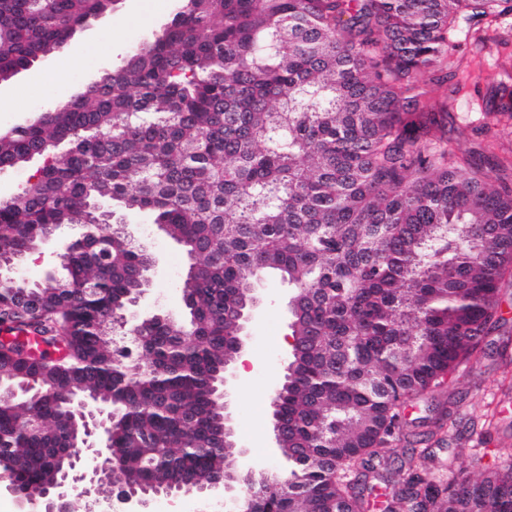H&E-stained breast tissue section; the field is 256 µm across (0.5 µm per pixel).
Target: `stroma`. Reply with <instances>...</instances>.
I'll return each instance as SVG.
<instances>
[{"mask_svg": "<svg viewBox=\"0 0 512 512\" xmlns=\"http://www.w3.org/2000/svg\"><path fill=\"white\" fill-rule=\"evenodd\" d=\"M175 0H120L112 13L119 24L121 42L97 41L98 27L78 32L75 43L94 40L92 49L78 60H71L70 49H63L50 62L32 67L14 77L5 87L13 105L0 109V128L35 115L37 109H48L69 98L88 79L103 68L120 64L133 44L152 36L168 18ZM477 21L460 19L455 32L453 59L460 68L470 71L467 84L448 112V139L470 151L474 160L486 164L484 155L488 141H495L497 157L512 154V128L483 130L481 114L492 95L487 76L512 57V13L493 22L497 43L484 48L473 34ZM129 230L137 243L160 261L152 275L145 301L138 307L146 315L155 306L171 311L181 307V283L188 260L182 249L158 234L154 224L141 216L128 219ZM261 299L259 308L245 331V353L253 356L249 375L235 376L227 387L228 413L235 429L238 446L250 469L272 473L288 470L280 455L272 428L270 394L288 363V350L281 339L288 333L287 301L290 289L286 282L274 277L257 284ZM502 316L499 331L487 336L476 360L461 366L455 375L452 397L432 395L408 402L402 415L405 422L406 447L426 439L432 467L439 474L448 470L470 471L475 454H483L492 463L493 449L512 445V364L502 357V342L512 339V287L502 288ZM458 401L457 423L444 432L435 425L451 401Z\"/></svg>", "mask_w": 512, "mask_h": 512, "instance_id": "stroma-1", "label": "stroma"}]
</instances>
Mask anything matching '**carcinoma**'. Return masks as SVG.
<instances>
[{
    "label": "carcinoma",
    "instance_id": "cac0c4a2",
    "mask_svg": "<svg viewBox=\"0 0 512 512\" xmlns=\"http://www.w3.org/2000/svg\"><path fill=\"white\" fill-rule=\"evenodd\" d=\"M117 0H0V82L44 64ZM512 0H177L153 38L86 90L0 133V171L34 181L0 200V255L27 258L82 224L49 278L0 284V478L33 494L75 454L73 392L117 416L113 474L154 495L194 482L242 486L237 512H367L351 474L396 452L407 401L454 383L501 319L512 283V158L491 177L440 134L446 105L426 71L448 69L463 15ZM483 128H512L509 99ZM65 143L56 156L43 151ZM146 213L197 273L189 320H153L120 343L124 307L153 257L123 230ZM278 274L289 360L272 395L288 478L243 472L218 431L222 376L254 282ZM405 456L398 512H512V453L472 480Z\"/></svg>",
    "mask_w": 512,
    "mask_h": 512
}]
</instances>
